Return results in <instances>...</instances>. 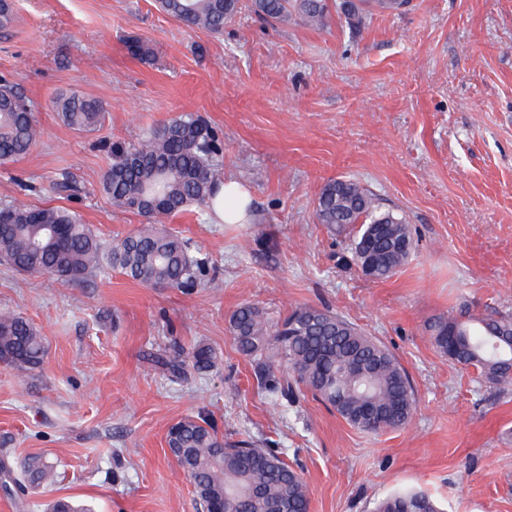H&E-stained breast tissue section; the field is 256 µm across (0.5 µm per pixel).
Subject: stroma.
Listing matches in <instances>:
<instances>
[{
	"label": "stroma",
	"mask_w": 512,
	"mask_h": 512,
	"mask_svg": "<svg viewBox=\"0 0 512 512\" xmlns=\"http://www.w3.org/2000/svg\"><path fill=\"white\" fill-rule=\"evenodd\" d=\"M14 9L0 80L31 104L39 135L0 165V206L68 208L108 243L136 233L142 217L99 190L110 147L191 112L223 140L224 176L248 190L252 218L224 224L194 208L162 219L209 260L187 290L113 269L65 284L0 262V313L27 317L46 348L32 371L0 362V460L39 454L55 470L24 498L0 490V512L59 499L84 512H201L166 444L186 417L281 453L310 512H373L401 490L444 512H512V386L449 361L430 332L465 307L512 315V0H408L358 29L335 13L316 28L245 8L220 35L183 27L157 0ZM135 38L149 56L131 53ZM70 93L103 104L96 130L61 121L54 101ZM61 178L74 194L55 191ZM339 178L410 228L412 255L387 280L365 276L351 236L316 219L321 188ZM246 302L274 321L325 308L374 337L412 383L410 423L366 433L312 396L272 399L229 332ZM199 344L216 356L206 374L175 378L153 361Z\"/></svg>",
	"instance_id": "35a3bbf8"
}]
</instances>
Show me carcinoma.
I'll list each match as a JSON object with an SVG mask.
<instances>
[{
	"label": "carcinoma",
	"mask_w": 512,
	"mask_h": 512,
	"mask_svg": "<svg viewBox=\"0 0 512 512\" xmlns=\"http://www.w3.org/2000/svg\"><path fill=\"white\" fill-rule=\"evenodd\" d=\"M161 10L182 26L224 32L242 8L241 0H159ZM402 0H341L338 8L359 27L375 11L402 8ZM251 10L274 23L293 17L323 27L327 0H250ZM59 118L78 131L95 129L103 105L78 95L55 103ZM38 136L28 102L14 87L0 92V164L32 149ZM210 128L191 114L164 123L136 141L112 144V165L100 182L112 205L146 220L136 233L107 245L74 212L61 207L1 206L0 260L27 274H48L66 284H80L105 267L118 269L145 286L192 288L207 264L190 254L188 241L160 232L163 217L193 205H211L221 182L223 156L211 149ZM319 223L338 233L356 231L354 261L374 279H387L407 262L412 237L404 220L380 209L377 199L356 182H327L317 196ZM432 339L448 359L474 367L488 381L512 384V316L493 310L475 314L461 309L431 325ZM237 350L281 376L259 373L260 385L273 398L292 402L310 391L352 427L372 433L401 429L414 411L410 379L394 356L353 323L327 310L304 306L274 322L258 306L241 304L230 319ZM45 355L43 337L25 317L0 313V361L19 370L38 368ZM194 371L214 366L210 347L196 345L189 354ZM167 444L188 474L204 512H309L306 482L279 453L247 441L231 442L206 421L184 418L168 431ZM53 466L41 456L28 459L30 481L48 478ZM7 494H25L14 470L0 465ZM375 512H440L425 493H399L379 503Z\"/></svg>",
	"instance_id": "1"
}]
</instances>
